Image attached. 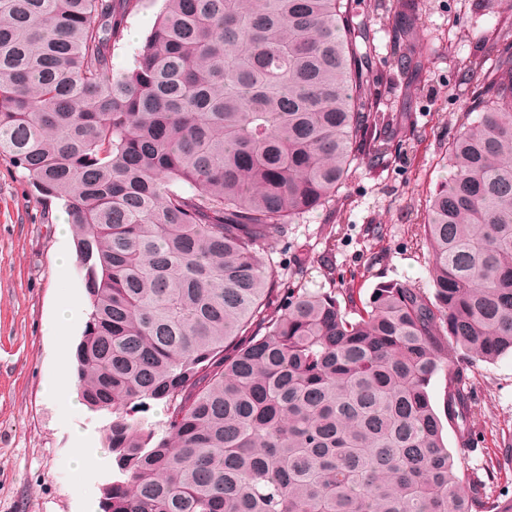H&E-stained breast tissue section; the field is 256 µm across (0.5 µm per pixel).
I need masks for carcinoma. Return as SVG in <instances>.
Segmentation results:
<instances>
[{
	"label": "carcinoma",
	"instance_id": "cac0c4a2",
	"mask_svg": "<svg viewBox=\"0 0 512 512\" xmlns=\"http://www.w3.org/2000/svg\"><path fill=\"white\" fill-rule=\"evenodd\" d=\"M390 13L417 70V0ZM473 40V101L425 202L431 288L380 282L357 308L265 255L389 149L359 0H0V159L73 227L101 512H512L444 443L448 424L473 445L465 372L443 410L429 392L457 350L512 355V26ZM158 6H147L128 19L127 28L123 31V37L118 43L112 56V72L123 73L133 67V55L135 49L144 41L156 20ZM137 30V36L132 37V32Z\"/></svg>",
	"mask_w": 512,
	"mask_h": 512
}]
</instances>
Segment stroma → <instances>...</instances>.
Here are the masks:
<instances>
[{
	"label": "stroma",
	"mask_w": 512,
	"mask_h": 512,
	"mask_svg": "<svg viewBox=\"0 0 512 512\" xmlns=\"http://www.w3.org/2000/svg\"><path fill=\"white\" fill-rule=\"evenodd\" d=\"M391 0H370L373 51L386 89L379 109L398 136L383 164L354 168L334 205L289 225L269 251L274 276L296 272L312 291L352 290L368 298L375 285L398 280L429 285L420 245L424 206L446 176L448 140L461 129L471 100L469 60L480 50L475 28L512 24V14L485 10L481 0H419V72H405L389 13ZM157 9L130 17L112 56V71L133 66V55L156 20ZM65 209L34 195L20 171L0 160V512H100L111 459L102 449L106 419L86 407L50 400L59 360L51 328L54 309L68 293L84 291L78 261L59 268L73 238H59ZM475 397L476 449L469 467L482 472L500 458L512 431V356L468 365ZM99 447L95 462L75 482L72 431Z\"/></svg>",
	"instance_id": "1"
}]
</instances>
